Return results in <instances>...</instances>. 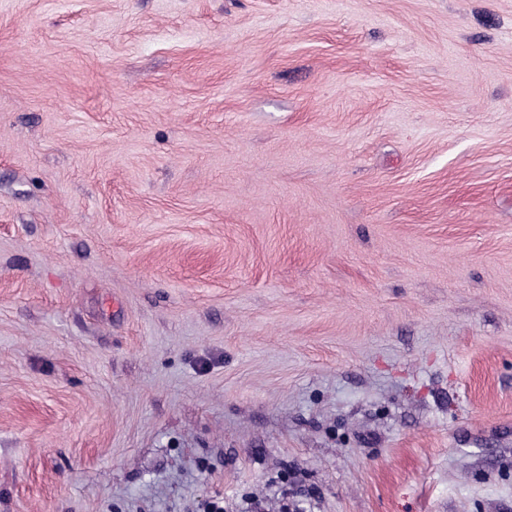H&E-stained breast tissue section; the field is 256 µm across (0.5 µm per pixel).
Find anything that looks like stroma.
<instances>
[{
    "label": "stroma",
    "mask_w": 512,
    "mask_h": 512,
    "mask_svg": "<svg viewBox=\"0 0 512 512\" xmlns=\"http://www.w3.org/2000/svg\"><path fill=\"white\" fill-rule=\"evenodd\" d=\"M512 512V0H0V512Z\"/></svg>",
    "instance_id": "1"
}]
</instances>
